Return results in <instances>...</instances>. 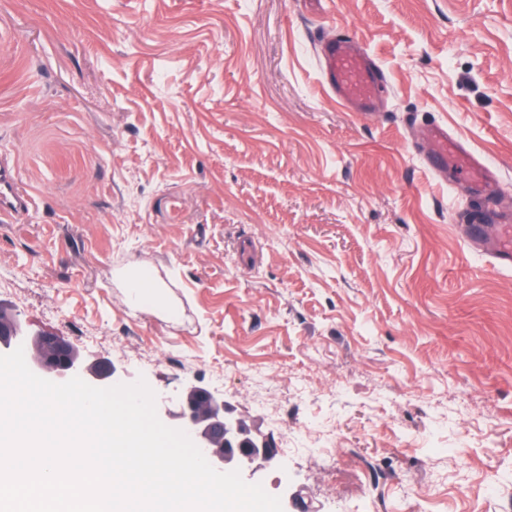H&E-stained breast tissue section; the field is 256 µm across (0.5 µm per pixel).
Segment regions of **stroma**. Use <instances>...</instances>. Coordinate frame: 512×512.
Instances as JSON below:
<instances>
[{"label": "stroma", "instance_id": "1", "mask_svg": "<svg viewBox=\"0 0 512 512\" xmlns=\"http://www.w3.org/2000/svg\"><path fill=\"white\" fill-rule=\"evenodd\" d=\"M382 73L330 95L323 41ZM512 214V0H0V305L156 394L271 435L314 512H512V270L469 248V176ZM152 271L176 316L131 305ZM323 52L330 92L350 109L371 112L382 84L375 62L356 48L348 33L325 42ZM424 138L429 146V157L439 173L448 170L461 171L473 180L483 182L489 176V168L465 144L452 136L448 128L429 125L425 128ZM30 196L18 185L8 162L0 164V217L14 216L28 210Z\"/></svg>", "mask_w": 512, "mask_h": 512}]
</instances>
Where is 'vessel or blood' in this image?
Wrapping results in <instances>:
<instances>
[{
    "mask_svg": "<svg viewBox=\"0 0 512 512\" xmlns=\"http://www.w3.org/2000/svg\"><path fill=\"white\" fill-rule=\"evenodd\" d=\"M323 52L330 92L350 109L372 111L382 84L375 62L356 48L352 36L347 33L337 34L325 42ZM424 138L429 146L430 160L440 172L461 171L478 182L488 177L487 165L446 127L427 126ZM30 204L31 198L18 185L13 168L8 162H1L0 217L23 213ZM464 229L469 243L491 238L494 265L502 269L512 267V224L505 222L490 226L483 217L471 216Z\"/></svg>",
    "mask_w": 512,
    "mask_h": 512,
    "instance_id": "1",
    "label": "vessel or blood"
}]
</instances>
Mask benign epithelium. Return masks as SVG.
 Wrapping results in <instances>:
<instances>
[{"label":"benign epithelium","instance_id":"7a95c632","mask_svg":"<svg viewBox=\"0 0 512 512\" xmlns=\"http://www.w3.org/2000/svg\"><path fill=\"white\" fill-rule=\"evenodd\" d=\"M16 345L31 349L27 365L36 375L67 380L79 376L96 387L122 382L110 362L85 359L56 333L28 331L17 315L0 306V354L12 352ZM156 408L159 419L186 431L218 471L237 469L243 479L253 481L260 472L280 465L273 438L255 431L247 434L244 421L227 412L224 397L206 387L193 385L159 397Z\"/></svg>","mask_w":512,"mask_h":512}]
</instances>
